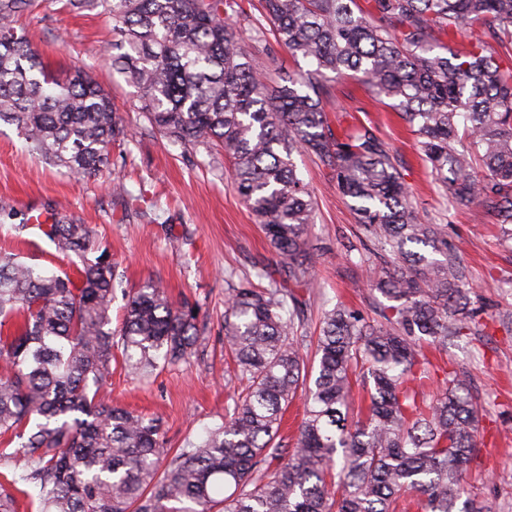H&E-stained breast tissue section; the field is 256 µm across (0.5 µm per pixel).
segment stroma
Instances as JSON below:
<instances>
[{"label":"stroma","mask_w":512,"mask_h":512,"mask_svg":"<svg viewBox=\"0 0 512 512\" xmlns=\"http://www.w3.org/2000/svg\"><path fill=\"white\" fill-rule=\"evenodd\" d=\"M21 22L51 69L59 73L81 64L111 96L130 129L128 139L112 149L120 158L114 173L127 193L113 194L103 178L77 179L45 163L29 152L16 126L1 123L0 202L21 213L61 205L93 229L119 263L127 287L151 281L172 301L198 304L203 342L189 362L135 379L116 360L107 385L113 404L159 418L167 447H184L219 422L242 390L224 362L226 274L253 277L255 264L272 262L274 253L233 190L223 153L174 144L137 110L135 88L103 62L112 28L98 11L76 12L60 0H40ZM326 111L335 133L362 123L390 145L403 163L418 214L445 225L449 242L459 250L483 321L428 357L435 370L469 375L482 407L467 477L472 497L484 512H512V243L500 240L493 213L448 201L391 100L341 78L333 83ZM295 162L317 204L316 222L307 231L317 282L313 317L341 302L379 320L386 300L362 285L369 252L356 215L313 156L301 154ZM0 251L57 272L72 269L41 225L20 233L0 226Z\"/></svg>","instance_id":"35a3bbf8"}]
</instances>
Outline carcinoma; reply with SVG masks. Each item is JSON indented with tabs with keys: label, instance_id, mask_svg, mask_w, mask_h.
Returning a JSON list of instances; mask_svg holds the SVG:
<instances>
[{
	"label": "carcinoma",
	"instance_id": "carcinoma-1",
	"mask_svg": "<svg viewBox=\"0 0 512 512\" xmlns=\"http://www.w3.org/2000/svg\"><path fill=\"white\" fill-rule=\"evenodd\" d=\"M33 0H0V121L29 150L77 178L100 175L127 130L112 98L79 64L52 73L18 33ZM101 9L112 72L139 93L152 128L184 147L216 146L232 186L276 256L258 280L226 291L224 348L245 394L200 441L174 454L160 425L112 405L114 349L128 373L188 361L201 345L196 304L147 282L126 295L119 330L117 265L93 230L56 206L46 235L75 255L80 281L0 252V512L17 495L36 512H482L461 501L480 421L469 382L447 372L436 396L424 351L478 323L458 249L413 207L401 164L373 128L337 135L327 74L354 75L398 101L422 160L452 202L497 216L512 242V71L483 35L512 47V0H260L277 45L310 68L272 86L255 65L268 47L238 34L239 0H67ZM473 41L455 53L445 39ZM336 181L374 245L366 285L389 305L372 323L324 309L315 360L300 342L315 303L306 235L315 202L293 152ZM282 282H277L276 276ZM367 386L351 412L352 376ZM303 392L296 447L278 441ZM462 507H457V504Z\"/></svg>",
	"mask_w": 512,
	"mask_h": 512
}]
</instances>
